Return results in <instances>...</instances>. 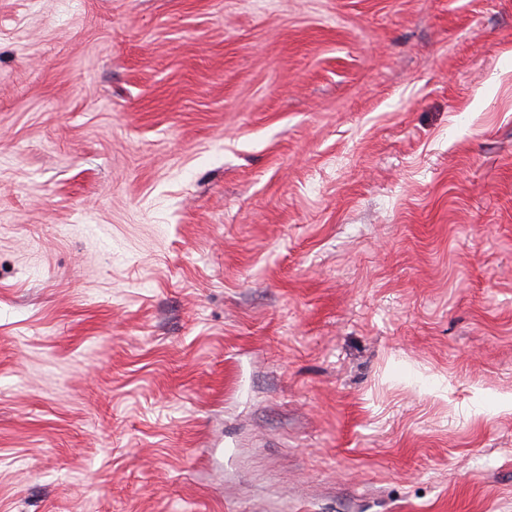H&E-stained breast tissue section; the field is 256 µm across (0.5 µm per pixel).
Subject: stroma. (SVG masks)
I'll use <instances>...</instances> for the list:
<instances>
[{
  "label": "stroma",
  "mask_w": 512,
  "mask_h": 512,
  "mask_svg": "<svg viewBox=\"0 0 512 512\" xmlns=\"http://www.w3.org/2000/svg\"><path fill=\"white\" fill-rule=\"evenodd\" d=\"M0 512H512V0H0Z\"/></svg>",
  "instance_id": "35a3bbf8"
}]
</instances>
